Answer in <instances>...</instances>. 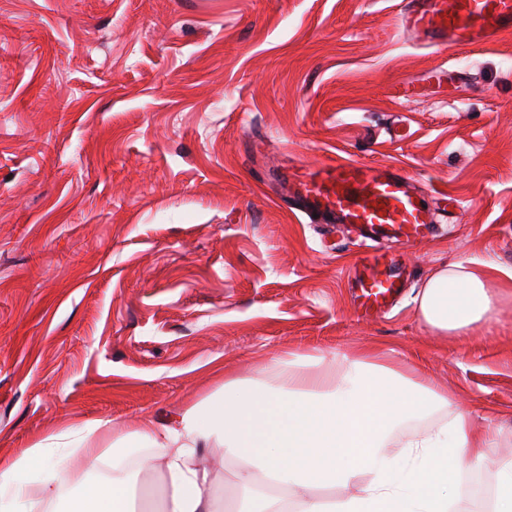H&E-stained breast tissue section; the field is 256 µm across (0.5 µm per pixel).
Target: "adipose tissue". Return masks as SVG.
<instances>
[{
	"mask_svg": "<svg viewBox=\"0 0 512 512\" xmlns=\"http://www.w3.org/2000/svg\"><path fill=\"white\" fill-rule=\"evenodd\" d=\"M491 269L475 260L438 268L418 299L423 321L448 333L487 317L500 297ZM272 372L273 385L225 379L222 401L194 404L174 425L141 427L106 449L99 441L110 423L101 419L84 434L51 437L0 460V512H48L73 462L92 470L141 447L150 453L140 467L163 477L161 502L141 498L135 482L117 476L71 497L67 512H473L459 477L482 463L486 441L447 390L367 355L343 356L334 370L301 356ZM448 405L455 408L449 422L409 439L395 462L384 447L393 428ZM209 447L236 464L237 491L221 500L205 493L213 475L198 451ZM74 448L82 451L76 460ZM323 488L334 497H321Z\"/></svg>",
	"mask_w": 512,
	"mask_h": 512,
	"instance_id": "adipose-tissue-1",
	"label": "adipose tissue"
}]
</instances>
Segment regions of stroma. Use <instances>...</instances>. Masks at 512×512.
Listing matches in <instances>:
<instances>
[{"instance_id": "stroma-1", "label": "stroma", "mask_w": 512, "mask_h": 512, "mask_svg": "<svg viewBox=\"0 0 512 512\" xmlns=\"http://www.w3.org/2000/svg\"><path fill=\"white\" fill-rule=\"evenodd\" d=\"M440 64L455 78L428 83ZM285 151L424 187L435 224L383 245L405 268L388 312L358 306L349 228L259 184ZM471 259L510 295L439 334L417 297ZM343 354L462 397L488 446L460 490L483 512L512 454V37L437 53L389 0H0V457Z\"/></svg>"}]
</instances>
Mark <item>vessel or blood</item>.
<instances>
[{
    "label": "vessel or blood",
    "mask_w": 512,
    "mask_h": 512,
    "mask_svg": "<svg viewBox=\"0 0 512 512\" xmlns=\"http://www.w3.org/2000/svg\"><path fill=\"white\" fill-rule=\"evenodd\" d=\"M397 19L418 44L472 52L512 36V0H398ZM281 178L290 209L325 224L354 226L372 241L408 246L434 222L425 194L392 165L331 157L307 168L289 161ZM353 285L361 307L370 312L392 304L401 282L389 271L385 254L372 250L359 259Z\"/></svg>",
    "instance_id": "vessel-or-blood-1"
}]
</instances>
